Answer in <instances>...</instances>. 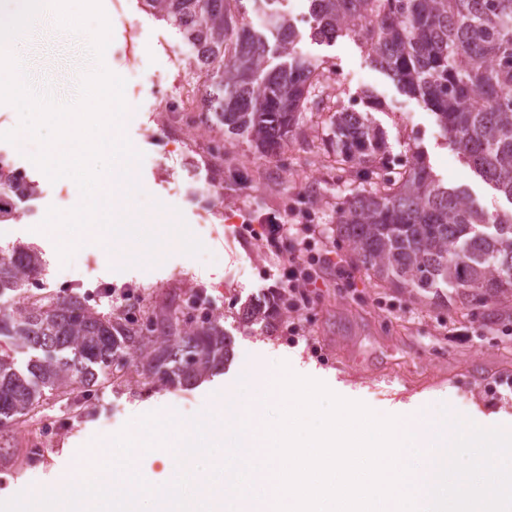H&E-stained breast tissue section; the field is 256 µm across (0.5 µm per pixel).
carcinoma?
I'll return each instance as SVG.
<instances>
[{"label": "carcinoma", "mask_w": 512, "mask_h": 512, "mask_svg": "<svg viewBox=\"0 0 512 512\" xmlns=\"http://www.w3.org/2000/svg\"><path fill=\"white\" fill-rule=\"evenodd\" d=\"M170 22L209 80L203 111L267 155L288 139L323 78L300 54L283 0L265 5L263 30L239 21L243 0H142ZM312 36H357L374 66L419 96L475 172L512 204V0H308ZM336 152L369 170L387 160L382 133L361 112L334 113ZM35 187L0 162V199ZM337 232L357 261L401 288L448 300L512 296V210L489 212L437 179L420 151L381 186L350 195ZM38 252L0 254V299L40 274ZM30 351L25 369L0 355V426L22 417L45 390L92 392L134 353L148 383L190 386L229 362L219 318L179 328L172 315L138 323L104 316L78 295L0 310V339Z\"/></svg>", "instance_id": "carcinoma-1"}]
</instances>
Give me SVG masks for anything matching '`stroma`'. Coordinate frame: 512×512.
<instances>
[{"label":"stroma","instance_id":"obj_1","mask_svg":"<svg viewBox=\"0 0 512 512\" xmlns=\"http://www.w3.org/2000/svg\"><path fill=\"white\" fill-rule=\"evenodd\" d=\"M101 4L111 24L103 63L127 81L124 100L131 112L124 131L143 155L134 172L139 189L131 215L143 225H169L170 235L152 256L134 248L113 262L86 243L61 261L55 244L31 237L30 227L49 208L72 210L80 190L69 178L50 181L29 159L37 144L19 142L14 151L38 198L33 213L0 223V251L33 247L42 254L43 269L33 283L0 300V309L70 292L103 314L134 304L145 317L178 306L192 318L196 312L186 300L193 294L220 316L234 339V358L287 363L293 373L380 415L423 411L444 400L454 418L512 429V298L481 306L452 292L447 305H436L374 276L336 232L342 203L367 185L331 143L332 115L347 107L366 113L382 130L396 163L421 150L439 179L467 187L483 208L507 209L505 199L468 167L423 100L376 68L358 38L312 39L308 0H284L298 52L341 72L342 81L336 86L323 80L292 135L264 156L202 112L205 76L175 27L145 12L140 0ZM87 45L84 36L51 26L20 39L15 52L35 83L51 81L59 100L73 101L82 74L94 68ZM208 190L212 203L198 205L196 195ZM268 215L300 225L310 254L333 264L311 289L306 308H285L248 325L242 321L247 307L288 288L277 254L288 250L290 239L274 250L251 232ZM235 379L230 365L192 388L152 389L132 363L99 385L90 402L74 394L46 396L34 412L0 429V501L69 474L83 448L145 414L174 413L187 421L211 412L217 397L232 394ZM37 428L51 446L48 454L28 447Z\"/></svg>","mask_w":512,"mask_h":512}]
</instances>
